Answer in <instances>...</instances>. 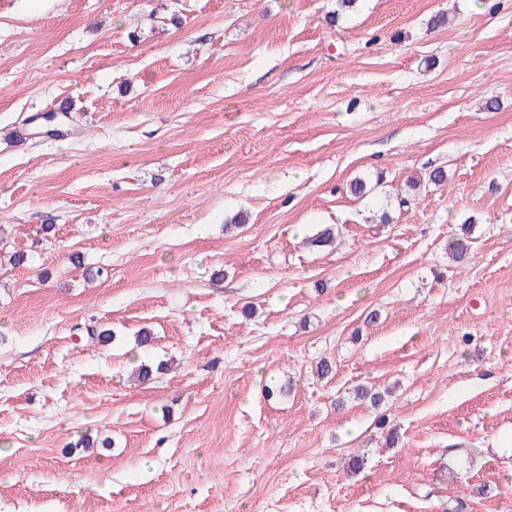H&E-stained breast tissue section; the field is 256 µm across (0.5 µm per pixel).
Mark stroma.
Wrapping results in <instances>:
<instances>
[{
    "mask_svg": "<svg viewBox=\"0 0 512 512\" xmlns=\"http://www.w3.org/2000/svg\"><path fill=\"white\" fill-rule=\"evenodd\" d=\"M1 444L0 512H512V0H0Z\"/></svg>",
    "mask_w": 512,
    "mask_h": 512,
    "instance_id": "obj_1",
    "label": "stroma"
}]
</instances>
